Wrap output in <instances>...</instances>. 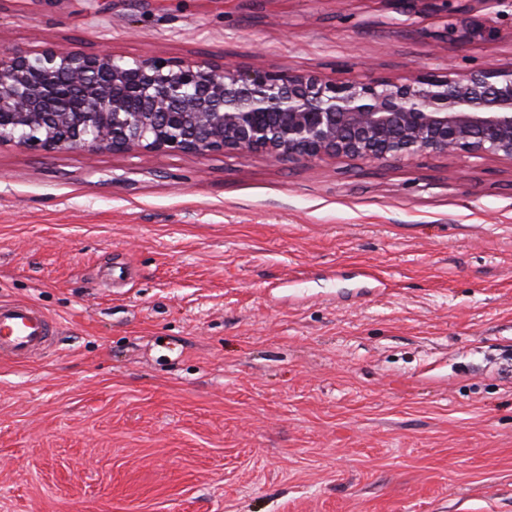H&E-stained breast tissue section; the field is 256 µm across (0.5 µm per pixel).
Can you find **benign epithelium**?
Returning <instances> with one entry per match:
<instances>
[{
  "instance_id": "obj_1",
  "label": "benign epithelium",
  "mask_w": 512,
  "mask_h": 512,
  "mask_svg": "<svg viewBox=\"0 0 512 512\" xmlns=\"http://www.w3.org/2000/svg\"><path fill=\"white\" fill-rule=\"evenodd\" d=\"M66 150L346 156L429 151L512 160V67L328 79L206 59L60 48L0 51V145Z\"/></svg>"
}]
</instances>
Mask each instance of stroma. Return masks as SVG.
<instances>
[{
	"label": "stroma",
	"instance_id": "1",
	"mask_svg": "<svg viewBox=\"0 0 512 512\" xmlns=\"http://www.w3.org/2000/svg\"><path fill=\"white\" fill-rule=\"evenodd\" d=\"M512 66V0H0V50ZM0 512H512V161L0 145ZM58 322L26 301L0 303V359H36L52 344Z\"/></svg>",
	"mask_w": 512,
	"mask_h": 512
}]
</instances>
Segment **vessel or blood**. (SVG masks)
Instances as JSON below:
<instances>
[{
	"label": "vessel or blood",
	"mask_w": 512,
	"mask_h": 512,
	"mask_svg": "<svg viewBox=\"0 0 512 512\" xmlns=\"http://www.w3.org/2000/svg\"><path fill=\"white\" fill-rule=\"evenodd\" d=\"M58 323L26 301L0 303V359L23 362L38 358L52 344Z\"/></svg>",
	"instance_id": "1"
}]
</instances>
